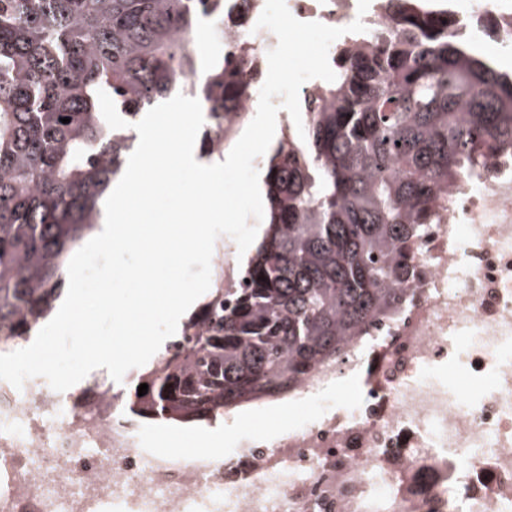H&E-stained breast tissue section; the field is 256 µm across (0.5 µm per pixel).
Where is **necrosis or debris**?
<instances>
[{
	"label": "necrosis or debris",
	"instance_id": "4bbe7bcc",
	"mask_svg": "<svg viewBox=\"0 0 512 512\" xmlns=\"http://www.w3.org/2000/svg\"><path fill=\"white\" fill-rule=\"evenodd\" d=\"M299 20L368 34L387 12L358 0H286ZM265 0H210L189 39L249 89L209 134L207 155L252 121L275 35ZM474 49L512 50V0H454ZM408 259L400 309L339 359L315 364L288 403L310 420L242 439L234 457L145 452L121 398L94 403L37 377L0 380V512H512V156L451 182ZM469 383L461 391L454 376ZM356 378L358 398L336 389Z\"/></svg>",
	"mask_w": 512,
	"mask_h": 512
}]
</instances>
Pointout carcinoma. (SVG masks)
<instances>
[{"mask_svg": "<svg viewBox=\"0 0 512 512\" xmlns=\"http://www.w3.org/2000/svg\"><path fill=\"white\" fill-rule=\"evenodd\" d=\"M207 2L0 0V336L25 340L53 313L68 258L132 149L97 90L122 95L131 124L167 99L196 66L187 36ZM380 5L391 29L336 52L306 140L267 157L269 222L243 265L249 282L212 289L136 372L121 393L129 418L215 419L340 357L399 308L415 278L401 249L441 191L512 151V74L471 52L448 8ZM247 90L226 65L189 96L230 102Z\"/></svg>", "mask_w": 512, "mask_h": 512, "instance_id": "1", "label": "carcinoma"}]
</instances>
